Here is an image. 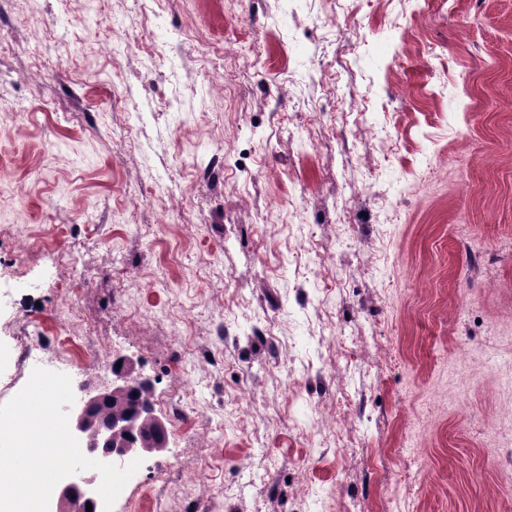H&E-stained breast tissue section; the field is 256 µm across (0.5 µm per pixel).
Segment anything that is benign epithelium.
Returning <instances> with one entry per match:
<instances>
[{
  "label": "benign epithelium",
  "instance_id": "benign-epithelium-1",
  "mask_svg": "<svg viewBox=\"0 0 512 512\" xmlns=\"http://www.w3.org/2000/svg\"><path fill=\"white\" fill-rule=\"evenodd\" d=\"M122 364L123 368L112 373V385L97 389L83 383L73 404L63 407L69 414L71 432L80 447L87 449L86 456L111 464L152 455L169 444L164 418L150 401L129 414L103 417V411L112 406V398L133 387L151 389L149 378L136 371L131 357H123ZM97 474L90 469L62 479L51 494L49 512H87Z\"/></svg>",
  "mask_w": 512,
  "mask_h": 512
}]
</instances>
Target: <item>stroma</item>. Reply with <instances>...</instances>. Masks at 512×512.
I'll return each instance as SVG.
<instances>
[{"instance_id": "stroma-1", "label": "stroma", "mask_w": 512, "mask_h": 512, "mask_svg": "<svg viewBox=\"0 0 512 512\" xmlns=\"http://www.w3.org/2000/svg\"><path fill=\"white\" fill-rule=\"evenodd\" d=\"M511 97L512 0H0V404L76 312L112 512H512ZM123 368L112 373V385L97 389L88 384H81L74 396L71 406H64L68 411L69 426L80 443L81 451L89 458L114 464L134 457H145L168 448L169 436L162 415L158 414L151 401L139 405L132 413L109 415L103 418V411L120 412L125 407L132 408L141 400L150 399L151 392L132 393L124 401L112 405V398L129 392L131 387L151 389L148 377L137 372L131 357L122 360ZM144 424L152 427L149 437L142 436ZM130 435V438L126 437ZM83 448H87L84 453Z\"/></svg>"}]
</instances>
